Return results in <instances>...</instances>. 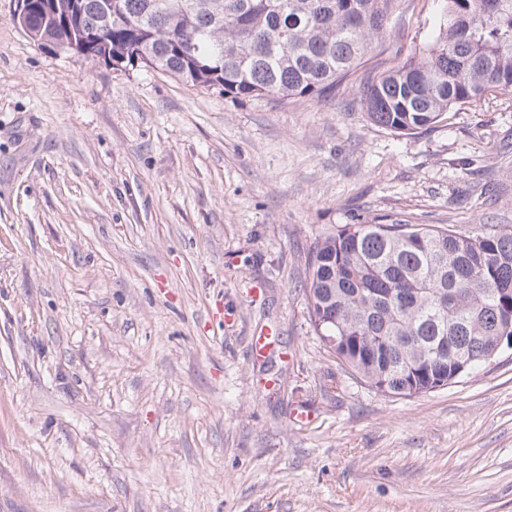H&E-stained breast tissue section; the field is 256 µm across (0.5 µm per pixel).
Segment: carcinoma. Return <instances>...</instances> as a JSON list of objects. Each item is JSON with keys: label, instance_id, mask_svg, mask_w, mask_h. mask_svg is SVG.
<instances>
[{"label": "carcinoma", "instance_id": "obj_1", "mask_svg": "<svg viewBox=\"0 0 512 512\" xmlns=\"http://www.w3.org/2000/svg\"><path fill=\"white\" fill-rule=\"evenodd\" d=\"M122 19L106 21V3ZM430 42L368 79L356 103L411 135L512 93V0H439ZM28 0L37 46L144 67L234 99L327 97L361 65L395 0ZM303 285L327 351L378 393L458 382L512 336V229L458 232L377 216L319 238ZM466 367H461V361Z\"/></svg>", "mask_w": 512, "mask_h": 512}]
</instances>
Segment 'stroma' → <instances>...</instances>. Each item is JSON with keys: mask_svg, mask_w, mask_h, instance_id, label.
<instances>
[{"mask_svg": "<svg viewBox=\"0 0 512 512\" xmlns=\"http://www.w3.org/2000/svg\"><path fill=\"white\" fill-rule=\"evenodd\" d=\"M0 0V512H512V349L390 398L315 334L323 233L375 216L512 226V94L413 135L361 82L231 99L37 47ZM268 334L263 357L252 337Z\"/></svg>", "mask_w": 512, "mask_h": 512, "instance_id": "obj_1", "label": "stroma"}]
</instances>
